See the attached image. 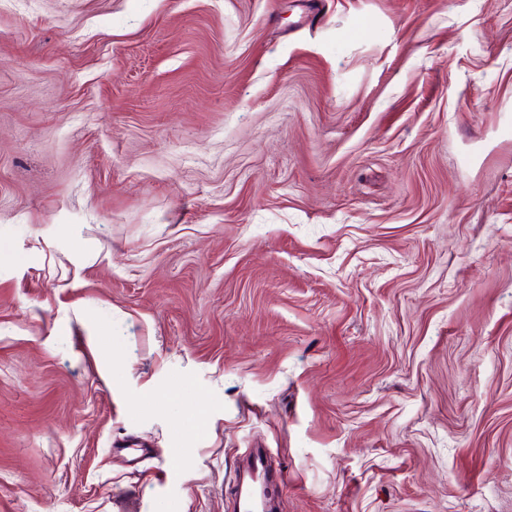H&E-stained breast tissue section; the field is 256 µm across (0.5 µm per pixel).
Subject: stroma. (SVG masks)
<instances>
[{
    "instance_id": "35a3bbf8",
    "label": "stroma",
    "mask_w": 512,
    "mask_h": 512,
    "mask_svg": "<svg viewBox=\"0 0 512 512\" xmlns=\"http://www.w3.org/2000/svg\"><path fill=\"white\" fill-rule=\"evenodd\" d=\"M512 512V0H0V512ZM242 473L235 482V510L237 512H275L261 495L263 485L284 481V473L272 464L266 448L252 449L245 459Z\"/></svg>"
}]
</instances>
